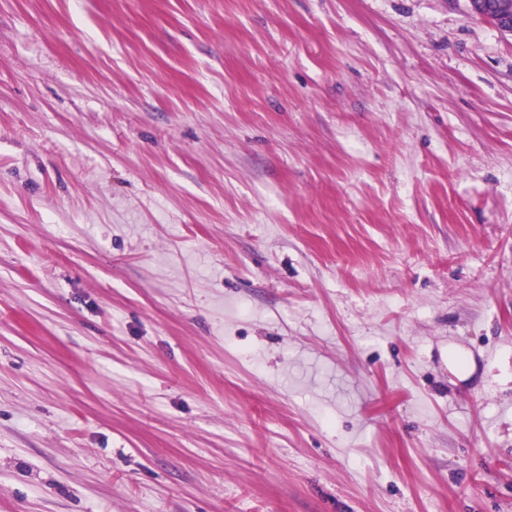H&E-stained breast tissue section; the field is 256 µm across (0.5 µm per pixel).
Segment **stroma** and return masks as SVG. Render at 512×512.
Segmentation results:
<instances>
[{
    "instance_id": "stroma-1",
    "label": "stroma",
    "mask_w": 512,
    "mask_h": 512,
    "mask_svg": "<svg viewBox=\"0 0 512 512\" xmlns=\"http://www.w3.org/2000/svg\"><path fill=\"white\" fill-rule=\"evenodd\" d=\"M0 512H512V34L0 0Z\"/></svg>"
}]
</instances>
